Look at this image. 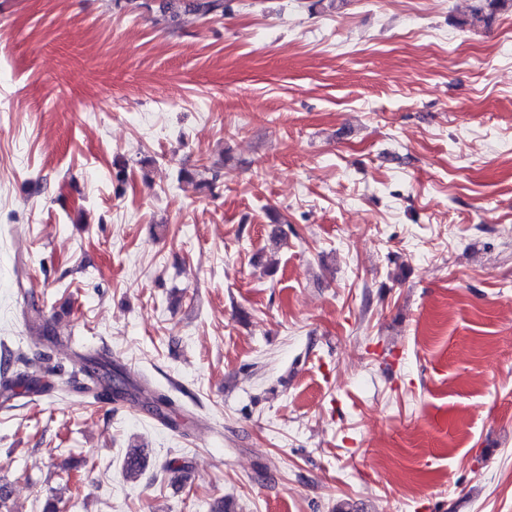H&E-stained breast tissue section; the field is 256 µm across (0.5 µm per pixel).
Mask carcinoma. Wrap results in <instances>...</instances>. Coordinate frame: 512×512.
Instances as JSON below:
<instances>
[{
	"mask_svg": "<svg viewBox=\"0 0 512 512\" xmlns=\"http://www.w3.org/2000/svg\"><path fill=\"white\" fill-rule=\"evenodd\" d=\"M160 8L173 20L181 13H193L200 18H222L227 11L226 0H160ZM512 10V0H480V4L471 13L458 20L461 28H489L496 15L502 11ZM25 326L34 338L42 344H54V330L45 318L43 311L30 306L24 313ZM80 377L62 382L64 392L78 391L90 393L97 399H112V391L121 388L134 391V398L149 397L166 407V412L158 414L164 422L171 424L170 414L177 412L175 402L167 395L153 391L145 394L144 390L131 379L126 369L118 362L112 361L103 350H93L78 354ZM9 367L0 368V398L8 402L17 395V389L25 387L33 390L40 385V377L35 370L21 369L8 375ZM147 454L143 448H129L126 452L124 473L126 478L135 480L142 475Z\"/></svg>",
	"mask_w": 512,
	"mask_h": 512,
	"instance_id": "1",
	"label": "carcinoma"
}]
</instances>
